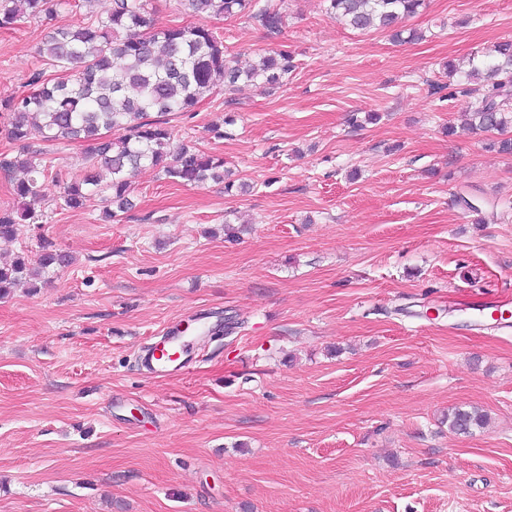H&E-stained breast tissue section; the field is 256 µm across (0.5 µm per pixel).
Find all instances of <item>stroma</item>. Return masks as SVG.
<instances>
[{
    "label": "stroma",
    "mask_w": 512,
    "mask_h": 512,
    "mask_svg": "<svg viewBox=\"0 0 512 512\" xmlns=\"http://www.w3.org/2000/svg\"><path fill=\"white\" fill-rule=\"evenodd\" d=\"M320 2L286 0L274 38L153 0L156 26H208L241 66L295 57L281 85L172 117L232 191L145 168L105 222L100 197L57 203L88 143L30 136L44 200L0 261L49 244L72 262L0 299V512H512V328L475 312L512 318V154L446 135L474 99L431 92L445 62L512 39V0H426L401 43ZM111 7L0 31V101L42 69L49 25ZM202 314L189 372L147 375L142 346ZM459 405L488 424L452 432Z\"/></svg>",
    "instance_id": "35a3bbf8"
}]
</instances>
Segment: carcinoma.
<instances>
[{"label": "carcinoma", "mask_w": 512, "mask_h": 512, "mask_svg": "<svg viewBox=\"0 0 512 512\" xmlns=\"http://www.w3.org/2000/svg\"><path fill=\"white\" fill-rule=\"evenodd\" d=\"M68 0H0V31L16 28L27 19H53ZM327 15L357 30L374 28L404 41L402 23L417 14L425 0H322ZM184 9L258 22L272 37L285 25V0H180ZM43 64L59 76L45 79L37 73L27 94L0 107L9 116L10 136L18 152L0 160L7 175L21 171L15 183L21 207L0 213V239H13L19 227L33 217L43 200L44 169L38 151L26 143L37 130L47 141H92L91 159L106 166L112 180L101 184L97 174L85 171L62 186L60 207L77 209L95 193L106 202L103 219L131 206V178L152 167L174 183L202 186L224 181V159L182 146L172 149L170 115L192 112L217 86L238 84L274 86L295 68L293 55L279 49L259 56L246 68L224 50V38L203 25L157 29L150 0H112L104 18H89L78 25L57 27L38 50ZM120 58V68L113 59ZM480 77L470 115V128L504 134L512 125V41H503L483 53L479 65L466 78ZM155 117H150V114ZM67 254L43 249L31 261L18 257L0 265V297L24 280L68 266ZM487 415L475 407H456L448 424L459 434H470L486 424Z\"/></svg>", "instance_id": "cac0c4a2"}]
</instances>
